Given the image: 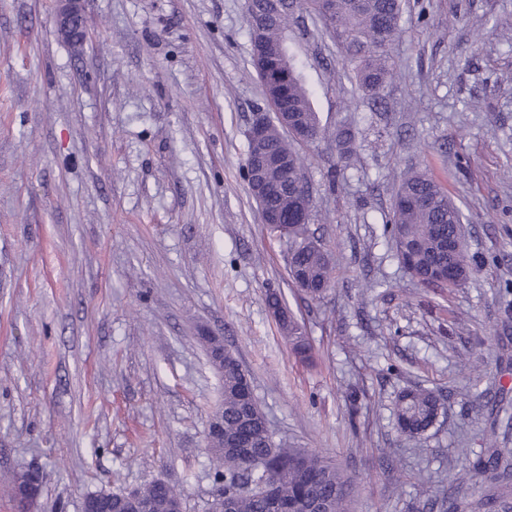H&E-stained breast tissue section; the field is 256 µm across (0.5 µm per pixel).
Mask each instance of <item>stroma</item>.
<instances>
[{"label":"stroma","instance_id":"obj_1","mask_svg":"<svg viewBox=\"0 0 512 512\" xmlns=\"http://www.w3.org/2000/svg\"><path fill=\"white\" fill-rule=\"evenodd\" d=\"M81 6L77 47L56 0H0V512L32 467L36 512L156 479L184 512H208L224 380L203 331L248 373L275 441L357 477L353 512H410L424 484L450 492L461 449L512 454V0H406L378 108L319 25L291 26L326 132L301 148L334 269L309 304L245 180L266 103L244 0ZM344 128L350 167L333 138ZM410 169L466 215L459 288L417 283L383 233ZM272 293L305 322L315 366L293 356ZM416 386L444 407L412 443L393 407Z\"/></svg>","mask_w":512,"mask_h":512}]
</instances>
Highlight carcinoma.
<instances>
[{"instance_id": "cac0c4a2", "label": "carcinoma", "mask_w": 512, "mask_h": 512, "mask_svg": "<svg viewBox=\"0 0 512 512\" xmlns=\"http://www.w3.org/2000/svg\"><path fill=\"white\" fill-rule=\"evenodd\" d=\"M252 62L271 112L288 114V124L276 121L264 144L265 174L278 189L261 200L266 217L288 225L290 276L302 295L318 300L329 290L333 268L328 253L310 232L312 195L302 170L298 147L324 135L310 94L288 54L286 31L298 15H312L322 23V34L342 54L359 88L377 101L394 76L393 43L402 32V0H245ZM389 234L403 268L412 278L436 277L452 267L448 288L467 279V244L453 253L448 247L464 237L463 213L446 188L423 171L406 174L398 186ZM270 306L281 313L280 326L296 358L313 361L314 348L303 326L277 296ZM224 435L210 434L208 451L215 461L214 482L222 512H349L357 481L316 448H284L277 444L256 402L248 374L234 356H224ZM442 404L434 392L414 388L397 396L394 415L401 434L417 440L437 421ZM479 469L495 481L512 476V459L498 450L479 461ZM149 512H178L180 494L157 479L133 489ZM450 496H438L423 486L417 512H456Z\"/></svg>"}]
</instances>
